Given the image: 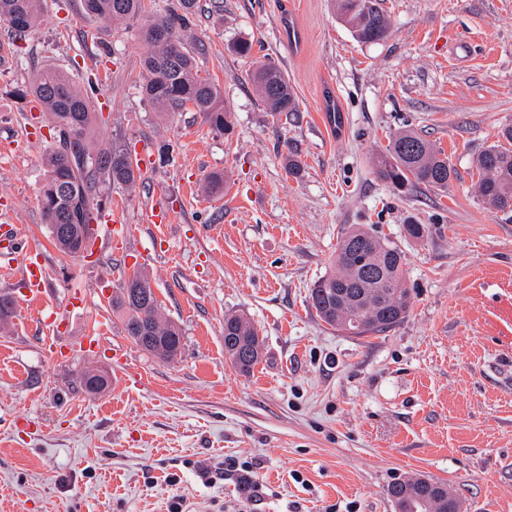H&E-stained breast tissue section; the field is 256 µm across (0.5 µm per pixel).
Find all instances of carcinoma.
<instances>
[{"label":"carcinoma","instance_id":"carcinoma-1","mask_svg":"<svg viewBox=\"0 0 512 512\" xmlns=\"http://www.w3.org/2000/svg\"><path fill=\"white\" fill-rule=\"evenodd\" d=\"M337 18L353 38L377 44L388 36L390 25L380 0H333ZM86 15L107 24H138V34L148 46L142 60L145 80L141 92L160 114H202L211 130L232 131L229 112L218 84L202 74L195 53L188 48L184 31L198 10V0H172L158 10L153 0H82ZM43 0H0V21L17 37L40 24ZM254 90L267 111L295 112L297 102L284 72L275 64L261 63L251 73ZM25 94L46 112L53 144L45 155L46 179L40 203L54 245L71 257L91 246L90 224L102 211L104 187L137 183L132 150L124 142L100 147L94 130L102 116L92 108L74 76L56 68L34 73ZM477 193L488 206L512 207V148L494 144L476 160ZM376 174L399 191L418 188L443 190L455 175L448 157L413 130H404L389 141L376 159ZM404 254L380 236L360 227L341 232L333 271L311 288L310 304L327 325L351 336L385 332L400 324L409 308L410 292L403 287ZM112 310L123 312V330L140 350L171 362L183 349L182 328L160 312L148 276L138 270L122 277L112 295ZM16 316L10 295H0V328ZM224 354L241 373H249L262 359L264 342L252 321L237 313L224 315ZM110 378L95 369L80 373L81 389L98 395L108 389ZM421 479L397 481L389 496H403V512H454L462 509L453 493L422 498Z\"/></svg>","mask_w":512,"mask_h":512}]
</instances>
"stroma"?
Listing matches in <instances>:
<instances>
[{
  "label": "stroma",
  "instance_id": "35a3bbf8",
  "mask_svg": "<svg viewBox=\"0 0 512 512\" xmlns=\"http://www.w3.org/2000/svg\"><path fill=\"white\" fill-rule=\"evenodd\" d=\"M199 4L188 45L223 93L229 136L196 112L160 119L141 94L147 45L84 17L81 0H44L22 38L0 23V225L41 249L57 303L85 299L56 321L62 354L45 350L26 301L0 331V512H169L178 496L189 512H397L387 486L412 476L447 482L462 512H512V209L475 190L477 156L512 126V0H383L377 44L355 41L332 0ZM289 10L298 52L281 37ZM240 40L249 56L230 52ZM265 62L297 111L257 98L250 75ZM46 67L107 96L98 145L169 148L106 201L123 209L125 240L100 233L77 260L53 245L39 201L49 123L18 95ZM327 82L340 134L322 121ZM407 129L447 156V190L402 194L377 178L375 155ZM214 173L224 189L205 193ZM157 197L177 211L162 240L145 215ZM408 224L425 236L407 238ZM351 226L404 253L410 291L404 322L365 338L309 303ZM136 268L183 329L175 361L137 349L110 308ZM228 313L264 339L250 373L224 355ZM85 336L96 346L77 349ZM86 367L109 373L105 393L81 390ZM232 461L250 467L255 496Z\"/></svg>",
  "mask_w": 512,
  "mask_h": 512
}]
</instances>
